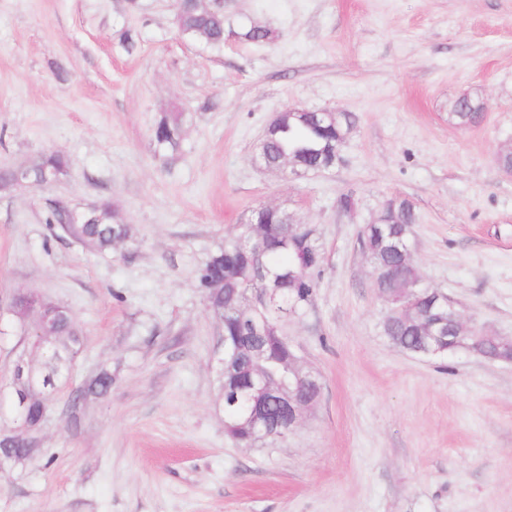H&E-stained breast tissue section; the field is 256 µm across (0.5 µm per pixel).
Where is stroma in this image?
<instances>
[{
	"label": "stroma",
	"instance_id": "1",
	"mask_svg": "<svg viewBox=\"0 0 512 512\" xmlns=\"http://www.w3.org/2000/svg\"><path fill=\"white\" fill-rule=\"evenodd\" d=\"M225 3L275 41L212 51L179 36L171 0H0V169L72 159L60 181L0 186V436L18 429L15 296L67 307L84 339L39 434L55 459L0 469V512H512V364L392 345L358 242L383 199L408 197L425 282L512 336V175L496 156L512 141V0ZM469 91L483 120L450 125ZM291 106L355 115L342 164L255 165ZM172 109L168 157L151 129ZM57 198L111 200L136 247L96 252L47 223ZM261 205L323 246L313 304L284 326L321 396L286 438L245 448L224 433L221 329L195 271ZM103 368L111 392L70 410ZM151 135L160 150L171 155L176 153L183 137V113L178 110L161 113Z\"/></svg>",
	"mask_w": 512,
	"mask_h": 512
}]
</instances>
